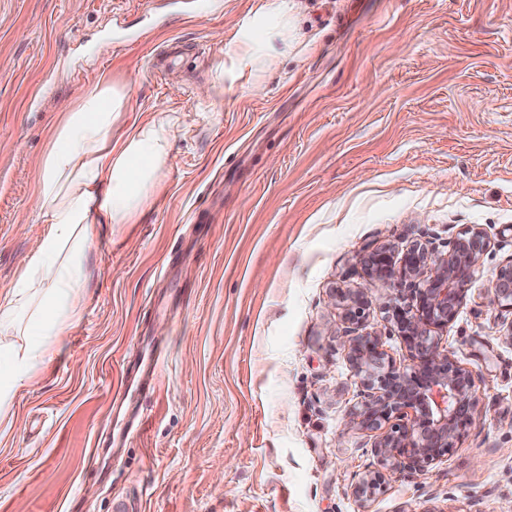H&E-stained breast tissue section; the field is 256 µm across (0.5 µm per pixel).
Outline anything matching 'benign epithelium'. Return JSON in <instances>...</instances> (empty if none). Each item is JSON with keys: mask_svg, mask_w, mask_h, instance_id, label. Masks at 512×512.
Here are the masks:
<instances>
[{"mask_svg": "<svg viewBox=\"0 0 512 512\" xmlns=\"http://www.w3.org/2000/svg\"><path fill=\"white\" fill-rule=\"evenodd\" d=\"M485 248L483 230L470 226L448 242L443 256L415 240L398 262L387 249L364 258L368 276L389 280L397 288L396 299L382 309L411 357L410 366L396 365L378 336L359 333L370 306L364 289L346 304L343 327L329 328L358 378L361 400L350 424L376 434L377 467L366 470L352 486L362 508L383 490L391 474L421 472L450 454L482 415L474 374L440 346L435 333L457 318ZM486 299L488 307L512 314V258L497 268Z\"/></svg>", "mask_w": 512, "mask_h": 512, "instance_id": "obj_1", "label": "benign epithelium"}]
</instances>
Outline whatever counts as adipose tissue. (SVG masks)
Returning <instances> with one entry per match:
<instances>
[{"label": "adipose tissue", "instance_id": "adipose-tissue-1", "mask_svg": "<svg viewBox=\"0 0 512 512\" xmlns=\"http://www.w3.org/2000/svg\"><path fill=\"white\" fill-rule=\"evenodd\" d=\"M292 0H263L251 33L231 59L241 76L262 71L277 47L287 46ZM126 95L107 79L85 90L51 135L38 163L32 194L35 210L48 224L39 247L25 262L7 304L33 305L31 335L0 364V403L24 386L33 363L64 335L77 315L73 299L90 277L85 254L99 224H127L149 205L171 157L169 119L161 118L113 137L112 124Z\"/></svg>", "mask_w": 512, "mask_h": 512}]
</instances>
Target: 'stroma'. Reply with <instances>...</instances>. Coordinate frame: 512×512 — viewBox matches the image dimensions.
Segmentation results:
<instances>
[{
	"label": "stroma",
	"mask_w": 512,
	"mask_h": 512,
	"mask_svg": "<svg viewBox=\"0 0 512 512\" xmlns=\"http://www.w3.org/2000/svg\"><path fill=\"white\" fill-rule=\"evenodd\" d=\"M0 0V298L48 226L30 198L52 130L102 74L113 133L186 122L153 202L98 228L78 316L0 425V512H360L377 458L329 336L406 349L374 249L487 248L437 335L485 412L453 452L389 476L369 512H499L512 499V344L487 307L512 257V0H296V39L256 77L215 78L261 0ZM186 48L155 79L165 41Z\"/></svg>",
	"instance_id": "stroma-1"
}]
</instances>
